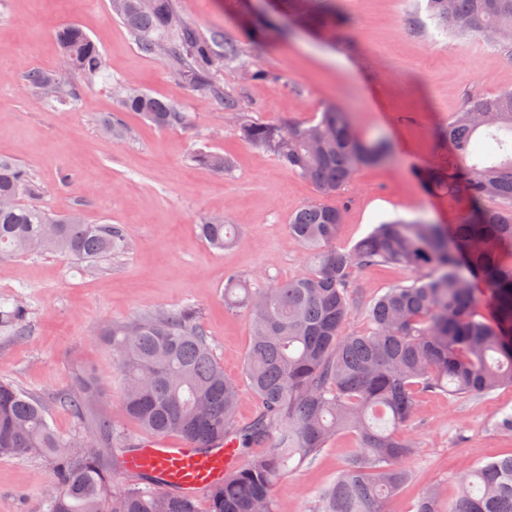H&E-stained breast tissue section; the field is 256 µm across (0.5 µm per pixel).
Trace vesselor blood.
<instances>
[{
  "instance_id": "obj_1",
  "label": "vessel or blood",
  "mask_w": 512,
  "mask_h": 512,
  "mask_svg": "<svg viewBox=\"0 0 512 512\" xmlns=\"http://www.w3.org/2000/svg\"><path fill=\"white\" fill-rule=\"evenodd\" d=\"M235 454L236 448L231 444L205 456L186 446L159 440L149 443L139 454L131 456L126 467L135 472L153 470L169 483L194 492L208 487L227 470Z\"/></svg>"
}]
</instances>
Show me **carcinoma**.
Here are the masks:
<instances>
[{
  "mask_svg": "<svg viewBox=\"0 0 512 512\" xmlns=\"http://www.w3.org/2000/svg\"><path fill=\"white\" fill-rule=\"evenodd\" d=\"M432 19L452 37L512 46V0H427ZM112 10L141 48L171 62L192 84L209 89L221 109L240 103L213 81L226 59L199 39L176 12L175 0H112ZM318 28L337 26L328 9L308 16ZM62 71L92 82L105 68L97 45L76 26L57 32ZM28 83L68 105L74 85L59 94L62 77L34 72ZM122 108L160 130L186 128L192 115L141 90L121 96ZM240 139L273 156L310 182L322 200L304 205L288 220V234L310 256L301 277L251 286L238 272L224 276V305L242 308L252 321L244 377L255 397V418L236 420L237 382L224 375L207 335L189 306L103 323L95 335L112 354L127 418L160 438L176 436L201 453L233 440L264 452L209 486L207 508L143 471L135 483L112 488V449L130 448L122 428L98 410L107 395L94 372L77 375L71 388L50 398L0 381V455L40 453L55 482L46 512H275L274 486L290 462L310 461L341 431L355 435L336 480L318 496L313 512H390L389 504L410 481L415 448L408 437L420 397L430 393L476 395L512 387V89L472 99L443 132L447 157L424 169L427 188L463 194L469 210L461 223L438 224L419 215L376 225L350 248L336 246L343 224L340 191L362 167L394 158L391 141L366 137L350 113L328 106L308 122L241 121ZM192 161L220 172L232 159L196 152ZM37 192L29 170L0 156V257L34 250L79 263L127 252L116 224H89L82 215L23 203ZM211 248L235 244L236 225L222 215L197 224ZM381 263L424 275L373 298L368 327L347 331L357 270ZM486 290L492 314L477 318L474 280ZM0 327L14 336L30 328L26 307L0 306ZM60 405L84 425L96 447L81 454L72 437L49 423ZM448 502L423 493L412 512H512V454L471 466L458 477Z\"/></svg>",
  "mask_w": 512,
  "mask_h": 512,
  "instance_id": "carcinoma-1",
  "label": "carcinoma"
}]
</instances>
